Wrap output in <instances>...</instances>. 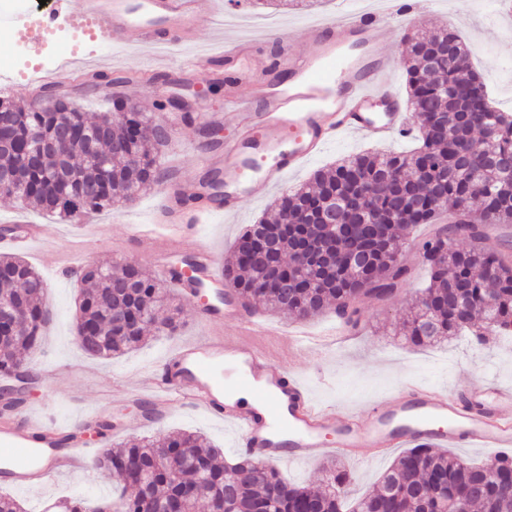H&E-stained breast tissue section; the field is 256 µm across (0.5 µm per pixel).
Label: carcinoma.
<instances>
[{
  "mask_svg": "<svg viewBox=\"0 0 512 512\" xmlns=\"http://www.w3.org/2000/svg\"><path fill=\"white\" fill-rule=\"evenodd\" d=\"M404 66L410 103L424 117L422 145L410 154L360 153L314 171L310 184L282 193L272 221L261 220L239 233L222 276L250 307L284 309L300 319L332 307L347 317L357 313L354 302L360 295L381 299L405 280L408 269L389 262L381 251L398 253L401 236L418 224H433L420 250L424 255L437 248L448 251L455 281L464 287H453L455 281L448 280L442 268L428 263L430 284L404 335L415 346L464 335L482 345L485 334L472 329L479 316L491 330L512 332V255L490 244L487 232L491 224H512V170L478 162L483 157H512V114L490 105L484 83L469 64L468 49L450 25L413 38ZM104 79L123 85L130 76L98 75L83 86L84 93H95ZM53 92L50 85L43 88L44 105L39 109L0 99V113L10 119L16 142L0 148V173H21L8 195L70 221L132 201L168 176L158 161L167 138L158 134L160 124L151 113L121 101L112 112L90 116L56 100ZM468 107L486 112L483 125L463 124L462 110ZM63 121L70 126L67 139L58 137ZM33 131L54 141L56 148L25 165L21 152ZM452 132L465 139L478 132L483 146L467 145L468 156L450 166ZM86 141L93 143V151L84 149ZM294 212L302 213V226L276 237L262 234ZM330 215L341 226L370 225L378 249L369 250L362 267L345 271L337 254L360 251L370 242L326 236ZM457 224L466 227L462 238L470 245L465 249L456 248L451 237V227ZM305 237L313 243L307 275L290 277L284 255ZM248 240L260 258L243 251ZM488 267L494 268L491 277L485 274ZM283 277L288 278L286 292L259 287L262 280ZM78 281L75 332L89 357L123 354L151 327L165 334L177 329L174 318L159 317L169 299L164 281L135 262L82 268ZM45 290V280L23 257L0 254V313L20 307L25 314L17 335L0 336V377L21 371L28 381L39 375L25 357L40 349L52 321ZM221 454L222 449L193 432L110 449L97 459V466L117 474L123 483L120 496L91 511L82 497L67 500L63 512H165L169 503L177 504L178 512H196L202 501L209 512H255L259 507L267 512H346L344 486L351 481L346 471L329 470L327 488L317 491L288 483L273 464H265L259 476L248 455L223 464ZM454 506L467 512H512V457L474 463L415 445L396 458L377 488L356 501L351 512H448Z\"/></svg>",
  "mask_w": 512,
  "mask_h": 512,
  "instance_id": "carcinoma-1",
  "label": "carcinoma"
}]
</instances>
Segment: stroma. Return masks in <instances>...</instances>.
I'll return each instance as SVG.
<instances>
[{
    "label": "stroma",
    "instance_id": "obj_1",
    "mask_svg": "<svg viewBox=\"0 0 512 512\" xmlns=\"http://www.w3.org/2000/svg\"><path fill=\"white\" fill-rule=\"evenodd\" d=\"M375 0H322L309 9L292 6L255 8L247 0H213L208 13L202 16L190 44L171 48L167 56L174 64H183L195 53L218 50L223 33L264 24L262 37L254 43L256 51L275 55L277 40L287 35L292 39L293 51L307 48L306 29L318 18H335L348 11L371 9ZM407 28L433 32L452 25L470 49V63L487 87L492 103L512 113V17L499 14L495 0H437L435 6L417 4L414 15L407 20ZM67 30H59L41 50H33L18 42L0 44V65H5L13 78L11 86L0 89V96L14 100L30 99L27 89L29 71L33 66L43 69L54 65L69 53ZM85 58L110 56L116 70L141 72L154 64L158 50L147 47H109L91 41L80 46ZM74 102L85 112H100L111 108L115 98L137 103L144 111L155 112L158 120H165V112L155 111L156 102L178 96L190 104L201 103L211 111L224 108V87L205 71L189 76L187 83L170 90L169 86L143 82L136 87L102 88L91 97L83 96L81 89L71 92ZM420 136L419 123H412L411 131L403 137L385 143L348 136L330 143L323 153L312 159L287 181L288 187L307 183L314 168L336 163L344 156L362 151L402 153L416 147ZM206 150L198 132L189 130L170 137L163 147L160 162L163 167L175 168L179 179L192 182L202 173L201 159ZM274 189L264 199H243L233 219L213 217L204 244L217 260L228 255L235 237L249 224L271 216V207L281 196ZM159 193L150 190L136 201L123 202L112 208L89 215L86 222H60V233L49 243L37 245L24 257L47 280L44 294L46 303L55 313V320L46 334L43 345L34 355L37 365L51 373L50 381H36L25 385L18 397L21 408L50 410L61 422L83 426L100 420L110 421L112 428L102 438L103 447L126 443L149 436L164 435L175 430L197 431L222 448L226 460H234L239 451L232 431L205 416L181 407L155 426H145L140 402L115 396V389L137 382L143 371L158 362L177 343L207 335L208 323L198 317L195 306L181 290H173L171 299L174 314L180 323L172 336L146 338L141 348L118 358H90L83 354L75 340L76 299L79 285L71 278L68 265L96 263L109 265L115 261L132 260L147 270H154L155 254H149L129 237L130 224L144 221L150 215ZM107 224L108 235L96 242H85V224ZM422 224L402 240L400 258L408 269L401 287L390 297L379 301L372 296H361L358 309V332L337 351L308 349L291 361L292 368L306 380L318 401L359 407L366 400L383 394L404 381L448 385L468 390L476 382L494 378L512 385V337L499 335L482 346L472 345L469 338L440 339L425 347H413L400 336L399 328L426 288L430 272L418 248L419 239L428 232ZM394 461L385 455L359 464L341 459V466L355 477L348 487L352 499L363 497L374 490L381 473ZM92 486L97 501L111 500L117 493L118 477L112 471L92 477L84 471H75L52 477L42 487L18 490L14 496L24 512H49L59 502L69 499L83 486Z\"/></svg>",
    "mask_w": 512,
    "mask_h": 512
}]
</instances>
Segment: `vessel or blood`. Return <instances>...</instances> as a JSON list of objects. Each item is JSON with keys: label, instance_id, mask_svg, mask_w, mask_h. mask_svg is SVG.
Masks as SVG:
<instances>
[{"label": "vessel or blood", "instance_id": "vessel-or-blood-1", "mask_svg": "<svg viewBox=\"0 0 512 512\" xmlns=\"http://www.w3.org/2000/svg\"><path fill=\"white\" fill-rule=\"evenodd\" d=\"M202 10V0H56L40 24L87 30L110 46L168 47L188 39ZM405 12L403 0H386L379 12L318 21L306 31L305 52H293L284 37L273 59L228 37L220 54L201 53L190 63V71L210 70L223 81L225 110L207 119L231 125L234 136L222 154L203 162L223 172V188L165 181L154 223L131 227L133 240L146 250L162 240L194 258V266L180 273L165 266L160 272L197 300L199 316L213 329L173 347L140 383L122 388L128 397L149 395L153 418L178 406L202 411L237 430L242 452L270 463L309 461L328 450L358 460L366 448L378 458L421 443L512 447V386L494 379L479 381L463 397L448 386L405 382L359 410L317 403L277 351L329 347L348 336L349 326L339 320L314 333L299 324L282 329L260 322L225 286L215 255L202 242L201 212L192 206L210 198L213 213L233 217L241 195L264 198L339 137L358 133L386 142L405 133L409 117L389 78L391 62L378 52L386 19ZM80 74L64 64L40 73L34 84L61 85ZM54 235L53 225H36L7 244L25 250ZM228 321L235 329L226 334ZM244 392L249 401L241 400ZM71 433L69 426L27 415L1 422L0 486L30 489L91 456L92 448L74 447ZM329 436L330 446L324 443Z\"/></svg>", "mask_w": 512, "mask_h": 512}]
</instances>
